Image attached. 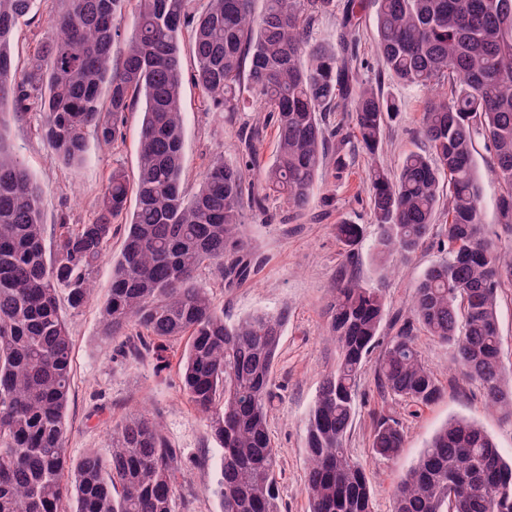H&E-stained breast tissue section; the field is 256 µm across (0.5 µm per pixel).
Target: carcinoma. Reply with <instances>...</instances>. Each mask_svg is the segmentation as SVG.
<instances>
[{
	"mask_svg": "<svg viewBox=\"0 0 512 512\" xmlns=\"http://www.w3.org/2000/svg\"><path fill=\"white\" fill-rule=\"evenodd\" d=\"M135 2L134 35L118 63L112 43L126 5ZM38 0H0V115L39 107L42 136L70 165L83 161L87 132L105 143L123 137L126 113L140 100L137 175L112 170L90 224L66 231L52 256L43 245L40 187L0 133V512H172L184 476L180 451L146 414L113 426L112 450L66 466L65 412L72 388V341L59 315L60 295L81 308L112 226L130 198L136 206L112 288L101 309V335L125 337L126 354L167 359V341L186 336L182 389L224 450L215 494L222 512H280L277 449L268 426L273 368L288 313H260L234 323L195 282L206 263L233 284L253 270L243 235L244 206L282 196L297 211L309 204L325 158L326 113L352 114L356 138L375 154L395 100L362 82L334 49L306 35L334 0H51V35L17 75L13 40ZM378 50L385 70L436 91L420 131L432 149L412 152L391 171L367 175L378 228L377 258L407 259L431 237L445 258L415 286L410 318L385 344L379 388L419 409L442 395L414 342V324L451 347L457 368L485 391L490 409L512 417V380L501 361L497 308L512 288V246L494 245L481 221L475 136L494 147L501 185L500 223L512 230V0H375ZM367 0H346L340 45L356 37ZM192 29L189 47L182 30ZM214 105L232 112L245 88L264 101L276 130L273 162L260 164L251 136L243 165L213 163L200 187L183 190L181 57ZM258 171L262 191L245 185ZM448 207L439 211L441 199ZM346 246L357 224L336 225ZM344 255L328 308L336 365L322 379L305 422L309 512H373L365 468L347 451L357 407V379L379 345L383 289L351 272ZM372 452L395 460L401 422L377 423ZM393 512H512V460L477 422L441 427L394 491Z\"/></svg>",
	"mask_w": 512,
	"mask_h": 512,
	"instance_id": "1",
	"label": "carcinoma"
}]
</instances>
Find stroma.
<instances>
[{
    "mask_svg": "<svg viewBox=\"0 0 512 512\" xmlns=\"http://www.w3.org/2000/svg\"><path fill=\"white\" fill-rule=\"evenodd\" d=\"M50 31L47 9H38L35 16L21 21L13 44L18 64H26ZM377 40L376 11L371 8L353 48L355 72L359 80L380 83L384 94L395 99L400 108L396 119L388 124L375 157L367 158L356 141H349L343 150L345 170L340 173L334 159L336 145L328 143V155L305 210L294 211L277 195L269 196L263 208L244 209V233L256 258L254 273L248 280L226 285L213 264L196 272L198 285L207 288L216 304L223 307L227 321L282 309L288 312L269 408L271 437L278 452L281 512L308 509L304 492V422L322 377L336 360L335 349L325 340L324 331L332 286L345 252L344 244L336 236L337 224L346 221L362 229L355 247V272L369 284H383L386 290L387 312L381 329L385 339L395 332V319L408 317L417 282L442 258L436 244L429 241L407 262L381 265L375 260L377 227L366 188L368 162L373 159L379 166L393 170L408 153L428 152L419 119L433 98L431 90L407 85L385 72ZM182 70L186 194L197 191L204 171L214 160L241 164L245 155L243 132L259 131V156L263 163L272 162L274 129L265 121L263 103L245 91L236 111H224L206 100L193 83L194 61L190 55H183ZM142 119V108L127 113L122 139L111 144L88 134L86 159L72 167L56 158L42 138L41 112L34 109L6 116L0 133L42 191L46 251L55 249L63 227L94 219L98 198L113 168L135 174ZM475 149L485 232L497 245H511L512 233L499 222L501 188L491 171L493 149L480 137L475 140ZM124 237L125 224L116 221L106 254L94 274L90 300L76 310L65 303L59 307L73 341L66 457L74 464L90 451L108 453L113 425L138 412H148L160 421L185 464L184 477L175 494L174 512H221L214 489L220 476L222 449L181 387L179 362L186 339L173 341L167 363L160 364L150 358L129 361L122 355V339L106 340L100 334V308L109 296L112 264L121 253ZM414 334L425 365L443 389L438 401L420 408L416 415H408L403 405L379 393L375 365L371 362L358 383L356 415L346 446L367 470L374 512H392L393 492L401 475L451 418L476 420L503 455L512 456V420L489 412L482 389L453 371L451 348L437 343L423 329H415ZM387 416L400 419L404 428V452L394 461L371 451L374 424L378 418Z\"/></svg>",
    "mask_w": 512,
    "mask_h": 512,
    "instance_id": "35a3bbf8",
    "label": "stroma"
}]
</instances>
